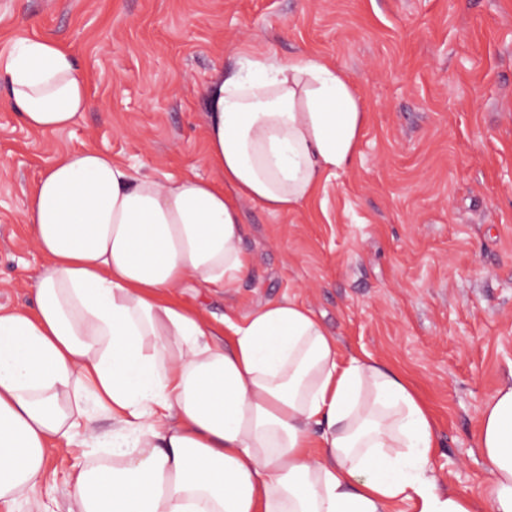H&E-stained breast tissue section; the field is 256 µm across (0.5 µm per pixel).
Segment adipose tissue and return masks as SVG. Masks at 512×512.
<instances>
[{
  "instance_id": "adipose-tissue-1",
  "label": "adipose tissue",
  "mask_w": 512,
  "mask_h": 512,
  "mask_svg": "<svg viewBox=\"0 0 512 512\" xmlns=\"http://www.w3.org/2000/svg\"><path fill=\"white\" fill-rule=\"evenodd\" d=\"M0 79L38 132L92 107L83 70L50 40L1 57ZM204 93L218 180H160L88 148L48 163L26 199L46 262L35 310L0 308V505L34 498L48 456L76 445L108 456L73 468L66 512H512V376L482 413L491 477L477 502L441 483L411 382L344 356L310 308L285 298L213 324L173 297L191 279H245L240 201L297 208L351 164L364 120L318 56L243 50Z\"/></svg>"
}]
</instances>
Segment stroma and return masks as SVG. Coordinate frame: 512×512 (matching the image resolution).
I'll return each mask as SVG.
<instances>
[{
  "instance_id": "obj_1",
  "label": "stroma",
  "mask_w": 512,
  "mask_h": 512,
  "mask_svg": "<svg viewBox=\"0 0 512 512\" xmlns=\"http://www.w3.org/2000/svg\"><path fill=\"white\" fill-rule=\"evenodd\" d=\"M36 38L72 53L95 107L56 134L0 109V305L34 304L43 258L22 212L48 160L93 148L160 179L211 176L214 72L235 70L241 46L321 56L365 114L352 163L292 212L242 203L249 276L175 295L210 321L303 302L344 354L411 381L435 417L440 479L480 496V413L512 374V0H0V57ZM88 461L55 450L38 500L64 512Z\"/></svg>"
}]
</instances>
